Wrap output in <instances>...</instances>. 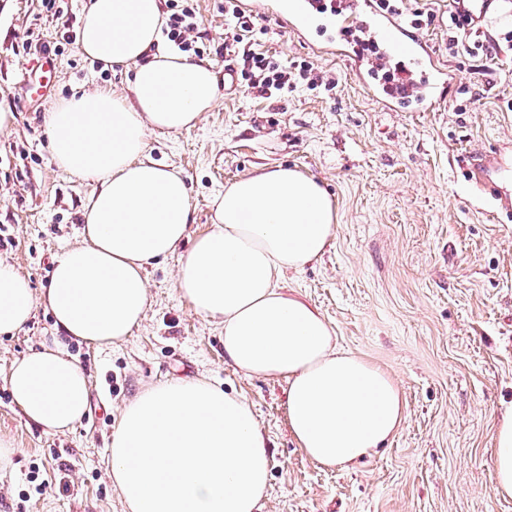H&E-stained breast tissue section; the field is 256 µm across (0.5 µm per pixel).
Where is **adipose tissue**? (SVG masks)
<instances>
[{"label": "adipose tissue", "mask_w": 512, "mask_h": 512, "mask_svg": "<svg viewBox=\"0 0 512 512\" xmlns=\"http://www.w3.org/2000/svg\"><path fill=\"white\" fill-rule=\"evenodd\" d=\"M159 0H91L81 51L132 67L125 91L98 86L62 100L48 118L52 157L90 181L80 241L55 259L35 293L0 262V335L45 306L58 334L98 347L123 341L143 318L145 271L188 238V188L148 153L147 131L193 127L216 103L210 63L159 49ZM215 224L193 239L176 286L193 309L224 327V357L246 375L288 383V423L315 463L347 469L393 438L405 420L394 378L339 346L325 317L282 292L279 281L319 261L336 210L312 176L273 167L244 176L214 199ZM5 382L25 417L71 429L90 396L82 368L61 348L16 360ZM493 491L512 498V410L494 429ZM270 453L251 405L202 379L149 387L123 409L110 442V478L126 512H259Z\"/></svg>", "instance_id": "obj_1"}]
</instances>
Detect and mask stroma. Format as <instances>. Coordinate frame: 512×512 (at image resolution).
Wrapping results in <instances>:
<instances>
[{
	"instance_id": "35a3bbf8",
	"label": "stroma",
	"mask_w": 512,
	"mask_h": 512,
	"mask_svg": "<svg viewBox=\"0 0 512 512\" xmlns=\"http://www.w3.org/2000/svg\"><path fill=\"white\" fill-rule=\"evenodd\" d=\"M88 0H0V261L35 292L55 255L75 244L91 182L65 173L49 148L48 116L82 85L121 91L126 69L92 61L68 35ZM199 59L223 72L242 51L225 45L224 0H194ZM429 15L421 33L454 71L438 112H390L337 58L326 59L273 19L254 15L256 49L306 60L336 81L284 96L218 95L196 126L149 131L153 159L181 171L190 237L213 227L214 195L265 166L315 177L336 206L337 232L319 262L284 285L316 306L341 347L390 373L406 405L399 433L348 470L324 469L288 426L285 380L247 376L224 359V329L176 288L181 253L150 267L149 307L123 342L65 340L90 377L84 418L57 433L29 422L3 380L12 362L51 344L54 319L0 335V437L16 448L0 479V512H123L108 479L109 444L139 392L205 379L245 399L268 439L270 487L261 512H512L494 497L493 426L512 409V214L463 166L468 151L512 143V46L474 59L446 49L448 0H409ZM48 46L59 66L44 96L27 91L25 63Z\"/></svg>"
}]
</instances>
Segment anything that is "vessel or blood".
Returning a JSON list of instances; mask_svg holds the SVG:
<instances>
[{"instance_id":"vessel-or-blood-1","label":"vessel or blood","mask_w":512,"mask_h":512,"mask_svg":"<svg viewBox=\"0 0 512 512\" xmlns=\"http://www.w3.org/2000/svg\"><path fill=\"white\" fill-rule=\"evenodd\" d=\"M274 18L321 53L346 59L354 77L390 112H432L441 109L453 73L434 54L427 41L409 30L399 15L380 8L377 0H239ZM490 0H462L466 35L483 31ZM56 60L49 53L26 65L23 82L55 75ZM469 172L502 207H512V194L503 189L500 172L512 159L500 152H471Z\"/></svg>"}]
</instances>
